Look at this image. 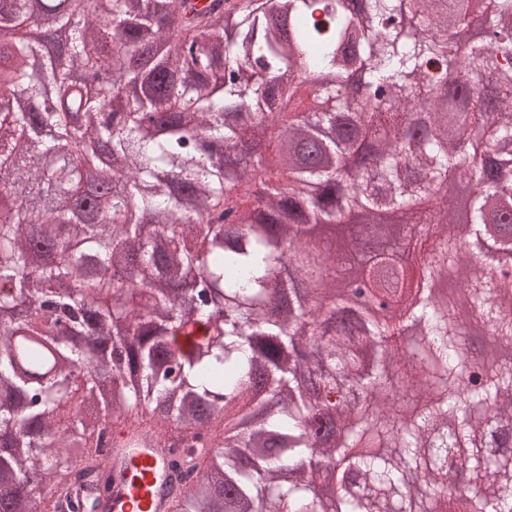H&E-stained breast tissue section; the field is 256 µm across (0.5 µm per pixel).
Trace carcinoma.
Masks as SVG:
<instances>
[{"instance_id": "carcinoma-1", "label": "carcinoma", "mask_w": 512, "mask_h": 512, "mask_svg": "<svg viewBox=\"0 0 512 512\" xmlns=\"http://www.w3.org/2000/svg\"><path fill=\"white\" fill-rule=\"evenodd\" d=\"M445 2L0 0V199L58 198L0 224V512H94L81 492L129 420L175 439L167 512H416L436 495L512 512V442L483 438L512 433V359L487 369L468 336L475 319L512 346L495 276L468 269L465 311L414 305L435 372L401 374L418 413L400 426L378 409L404 360L393 322L307 299L315 266L350 253L306 226L352 215L373 239L380 213L401 221L371 279L426 225L420 278H447L460 211L422 204L451 171L473 240L497 226L512 254V0ZM104 65L111 90L73 88ZM50 93L77 97L81 127L33 106ZM80 140L121 163L106 188L69 160ZM36 250L55 261L31 268Z\"/></svg>"}]
</instances>
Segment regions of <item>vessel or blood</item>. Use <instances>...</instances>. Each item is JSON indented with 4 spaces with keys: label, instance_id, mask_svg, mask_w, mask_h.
Wrapping results in <instances>:
<instances>
[{
    "label": "vessel or blood",
    "instance_id": "obj_1",
    "mask_svg": "<svg viewBox=\"0 0 512 512\" xmlns=\"http://www.w3.org/2000/svg\"><path fill=\"white\" fill-rule=\"evenodd\" d=\"M163 444L160 437L145 441L140 425L135 423L119 430L105 461L115 475L109 502L112 512H166L160 488L172 473Z\"/></svg>",
    "mask_w": 512,
    "mask_h": 512
}]
</instances>
